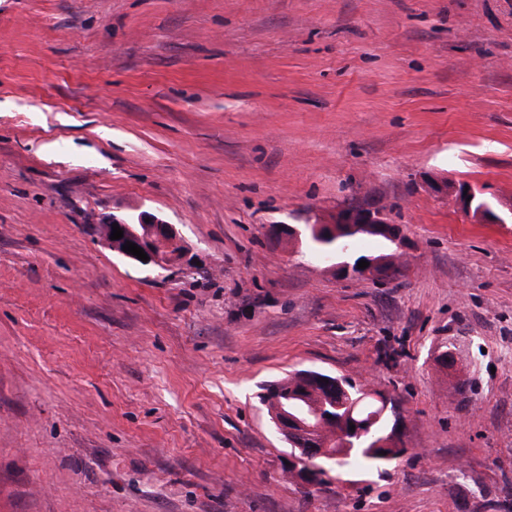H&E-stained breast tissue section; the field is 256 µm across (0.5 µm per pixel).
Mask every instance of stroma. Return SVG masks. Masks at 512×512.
<instances>
[{"label":"stroma","mask_w":512,"mask_h":512,"mask_svg":"<svg viewBox=\"0 0 512 512\" xmlns=\"http://www.w3.org/2000/svg\"><path fill=\"white\" fill-rule=\"evenodd\" d=\"M353 200L397 279L271 233ZM299 369L394 397L389 475L289 476ZM0 512H512V0H0ZM145 219H149V223H146ZM113 223H118L120 229L123 230V237L113 240L120 244L118 253L139 265L165 270L170 266L180 250L179 238L174 226L157 215L147 212L140 215L137 223L115 215L104 220L101 224L102 236L105 243L111 249L112 240L110 236L113 230ZM130 224H143L144 231L141 233L137 232ZM127 241L135 243L138 247L142 248L149 257V260L143 262L137 256L123 251V245ZM369 262V266L364 269H358V272L352 273L351 267H348L346 272H340L343 276H356L360 279L371 280L376 282H383L388 279L391 275L390 270H386V261L385 260H372L366 261Z\"/></svg>","instance_id":"stroma-1"}]
</instances>
